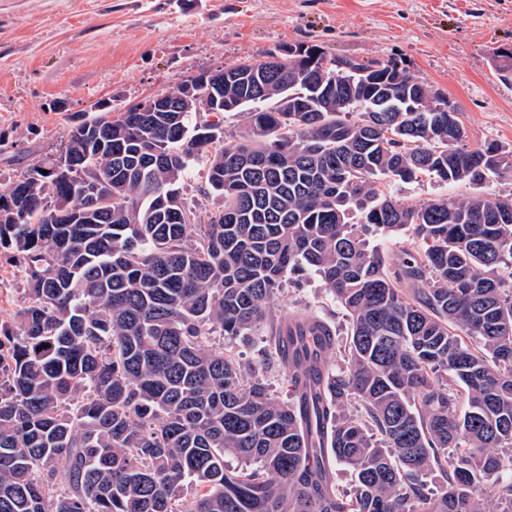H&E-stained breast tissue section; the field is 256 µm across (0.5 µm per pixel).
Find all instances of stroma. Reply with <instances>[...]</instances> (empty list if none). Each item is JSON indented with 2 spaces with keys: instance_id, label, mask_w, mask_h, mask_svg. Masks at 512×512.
Instances as JSON below:
<instances>
[{
  "instance_id": "obj_1",
  "label": "stroma",
  "mask_w": 512,
  "mask_h": 512,
  "mask_svg": "<svg viewBox=\"0 0 512 512\" xmlns=\"http://www.w3.org/2000/svg\"><path fill=\"white\" fill-rule=\"evenodd\" d=\"M357 61L401 60L456 101L466 143L512 149V79L494 71L512 49V0H0V183L58 154L79 113L149 99L205 70L267 59L294 43ZM404 203L472 194L465 184L392 182ZM273 312L320 311L347 334L344 309L313 274L286 276ZM245 374L276 396L261 339L228 340Z\"/></svg>"
}]
</instances>
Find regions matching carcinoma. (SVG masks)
<instances>
[{
    "mask_svg": "<svg viewBox=\"0 0 512 512\" xmlns=\"http://www.w3.org/2000/svg\"><path fill=\"white\" fill-rule=\"evenodd\" d=\"M222 72L238 136L199 122L198 74L160 93L179 111L96 112L0 189L25 291L0 322V512H512V199L485 190L512 151L467 147L456 103L395 59L298 43ZM198 167L222 200L205 220L184 193ZM423 177L478 191L384 190ZM407 227L419 247L393 265L366 244ZM296 271L346 339L272 312ZM256 329L286 401L213 340ZM385 190L392 197L404 203L426 202L439 197L458 200L474 191L469 185L448 184V186H444L426 178L412 183L392 182L386 185Z\"/></svg>",
    "mask_w": 512,
    "mask_h": 512,
    "instance_id": "1",
    "label": "carcinoma"
}]
</instances>
